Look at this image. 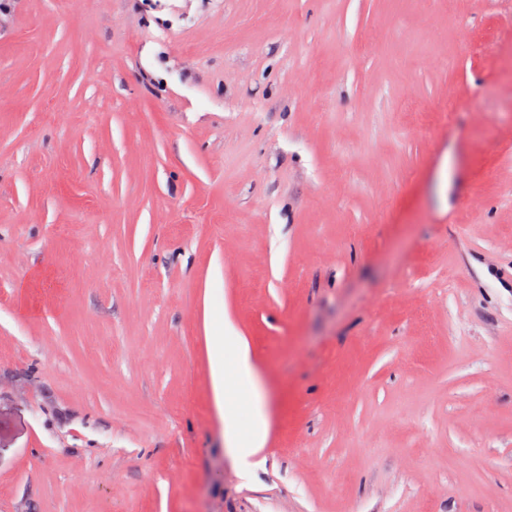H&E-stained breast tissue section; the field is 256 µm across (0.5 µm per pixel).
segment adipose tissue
<instances>
[{
  "label": "adipose tissue",
  "mask_w": 512,
  "mask_h": 512,
  "mask_svg": "<svg viewBox=\"0 0 512 512\" xmlns=\"http://www.w3.org/2000/svg\"><path fill=\"white\" fill-rule=\"evenodd\" d=\"M212 341L209 360L215 404L224 420V435L237 461L248 464L264 447L268 416L264 397L254 374L248 345L227 330L223 319L210 321ZM249 412L248 436H241L237 407Z\"/></svg>",
  "instance_id": "ef3b65f1"
}]
</instances>
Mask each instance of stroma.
<instances>
[{"label":"stroma","mask_w":512,"mask_h":512,"mask_svg":"<svg viewBox=\"0 0 512 512\" xmlns=\"http://www.w3.org/2000/svg\"><path fill=\"white\" fill-rule=\"evenodd\" d=\"M140 9L0 25V512H512V0ZM212 341L209 360L215 404L224 420V435L229 448L242 465L264 447L268 432V416L264 397L254 374L249 346L226 329L224 320L211 318ZM231 351V356H226ZM249 412L250 429L246 439L240 435L236 407Z\"/></svg>","instance_id":"35a3bbf8"}]
</instances>
